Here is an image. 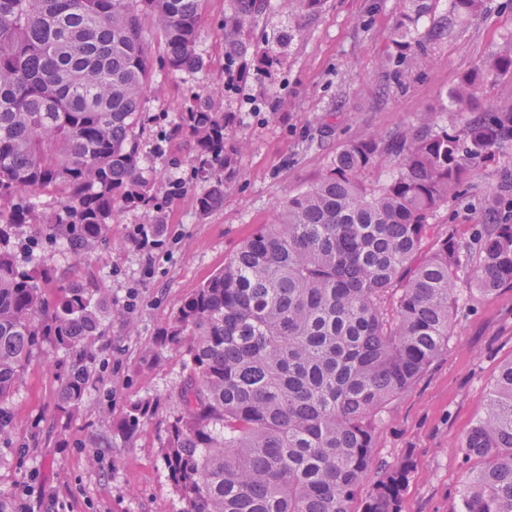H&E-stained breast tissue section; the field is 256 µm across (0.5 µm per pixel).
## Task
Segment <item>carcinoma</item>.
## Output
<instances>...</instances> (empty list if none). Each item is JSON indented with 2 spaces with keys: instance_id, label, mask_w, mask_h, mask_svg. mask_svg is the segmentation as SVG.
I'll list each match as a JSON object with an SVG mask.
<instances>
[{
  "instance_id": "1",
  "label": "carcinoma",
  "mask_w": 512,
  "mask_h": 512,
  "mask_svg": "<svg viewBox=\"0 0 512 512\" xmlns=\"http://www.w3.org/2000/svg\"><path fill=\"white\" fill-rule=\"evenodd\" d=\"M224 19V75H247L248 36L269 0H237ZM394 79L409 81L431 46L478 13L483 0H448L427 36L435 0H400ZM201 0H0V442L5 404L35 350L69 359L58 411L71 415L96 383L93 341L122 315L103 289L72 281L48 297L21 269L8 230L29 223L31 198L59 204L41 223L89 256L119 206L156 205L152 171L134 130L154 61L170 73L205 66ZM512 76V49L463 74L450 99L473 116L414 125L381 144L342 146L326 173L279 207L274 220L183 299L163 343L183 357L180 412L162 444L181 512H400L415 469L407 451L380 469L378 426L448 350L466 292L512 288V224H480L426 252L433 215L479 166L512 146V108L485 105L489 80ZM180 127L194 143V175L209 189L200 215L224 198V113L196 95ZM389 180L364 176L383 160ZM153 404L138 402L119 429L136 431ZM474 463L463 512H512V358L460 442Z\"/></svg>"
}]
</instances>
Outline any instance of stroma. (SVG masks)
I'll return each mask as SVG.
<instances>
[{
  "mask_svg": "<svg viewBox=\"0 0 512 512\" xmlns=\"http://www.w3.org/2000/svg\"><path fill=\"white\" fill-rule=\"evenodd\" d=\"M234 0H205L199 50L205 68L195 74L156 72L145 94L135 138L155 178L154 208L127 206L110 224L105 241L75 262L45 225L25 224L17 236L34 240L22 257L32 274L51 270L46 287L94 282L114 306L135 305L112 320L93 344L100 376L84 405L60 416L57 400L68 362L44 344L33 353L9 408L12 442L0 444V494L20 496L27 512H180L163 469L167 420L179 412L174 395L186 377L183 360L157 343L182 301L231 258L280 204L323 175L337 150L351 140L390 136L416 113L449 118L448 93L460 76L512 41V0H483L476 18L458 26L398 87L386 62L393 51L397 0H324L319 12L284 8L270 0L251 36L255 50L285 62L270 76L248 81L243 92L224 88L221 27ZM295 39L280 44L278 36ZM210 94L236 120L227 145L242 144L223 202L199 215L196 198L208 188L193 175L194 151L178 134L182 112L195 94ZM512 184V149L476 169L432 218L431 241L454 234L469 239L487 223L488 202ZM165 224L160 243L137 249L128 240L140 224ZM447 352L389 408L379 425V462L413 449L416 468L401 512H454L468 466L458 447L481 412L500 364L512 357V288L471 294L454 315ZM150 399L155 415L128 437L117 428L130 406Z\"/></svg>",
  "mask_w": 512,
  "mask_h": 512,
  "instance_id": "stroma-1",
  "label": "stroma"
}]
</instances>
